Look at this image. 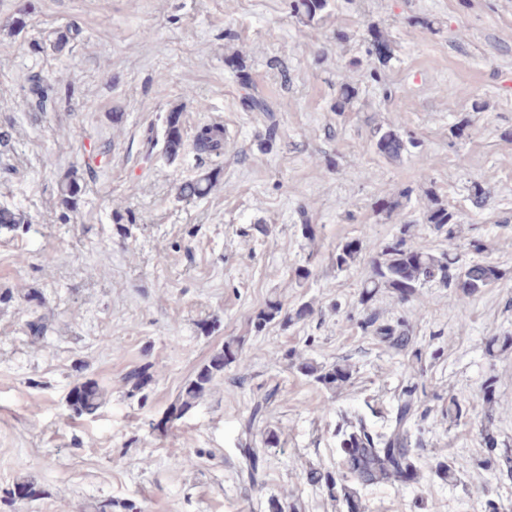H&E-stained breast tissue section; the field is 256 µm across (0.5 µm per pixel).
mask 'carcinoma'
<instances>
[{
  "label": "carcinoma",
  "instance_id": "1",
  "mask_svg": "<svg viewBox=\"0 0 512 512\" xmlns=\"http://www.w3.org/2000/svg\"><path fill=\"white\" fill-rule=\"evenodd\" d=\"M329 7V0H298L295 7L297 15L304 23H312ZM369 43H376L379 50L368 49V56L380 64L387 63L393 56L392 41L380 29H368ZM35 96L34 106L44 112L54 102L53 87L41 79L32 83ZM357 91L348 82L340 84L336 98V111H346L355 101ZM374 143L377 151L390 158L398 159L408 148L418 144L411 138H404L394 128L378 127L374 130ZM195 149L201 154L219 155L224 151V134L216 130H206L197 137ZM217 182V173L209 172L198 179L179 184L181 198L191 200L201 198ZM427 203L423 217L425 223L434 230L453 239L461 233V224L454 211L432 189L425 191ZM409 201V195L401 193L390 196L377 203V211L388 218L399 216ZM25 224L22 214L8 207L0 206V230L15 231ZM413 222L402 221L398 234L387 241L371 261L367 278L360 293L362 306L359 326L362 331L375 337L387 347L405 351L412 343L411 327L406 319L394 323L380 320L375 311L369 309V303L382 288L392 290L402 304L412 301L424 285L434 282L450 290L457 300L468 298L482 292L501 277L500 269L486 261L467 262L458 253L441 251L434 253L426 246L413 241L411 228ZM363 251V246H353L344 242L336 248V268L345 270L350 267ZM311 309L302 305L294 311L284 309L278 300L266 302L251 319L256 330L263 329L272 322L284 324L301 320L308 316ZM245 337H233L224 343V348L204 363L188 379L176 399L170 404L166 416L174 421L182 419L201 398L212 381L224 373L232 364L243 362ZM297 369L313 378L317 383L329 388H338L351 377V366L335 364L316 366L301 362ZM150 367L145 365L128 372L125 383L131 385L135 393L143 392L150 384ZM77 398L70 402L68 410L78 416L92 415L101 406L103 392L101 387L89 380L79 382L75 388ZM417 415L414 402L406 399L397 403L394 411L387 416L381 426L369 423L358 412H343V421L338 429L339 457L341 470L338 473L314 469L310 471V480L328 489L339 508L346 512L362 510L360 490L368 486L388 485L399 487L415 478L420 472L417 465V449L413 446L412 426ZM244 464L240 471L241 479L255 486L262 477L263 458L258 448L243 449Z\"/></svg>",
  "mask_w": 512,
  "mask_h": 512
}]
</instances>
